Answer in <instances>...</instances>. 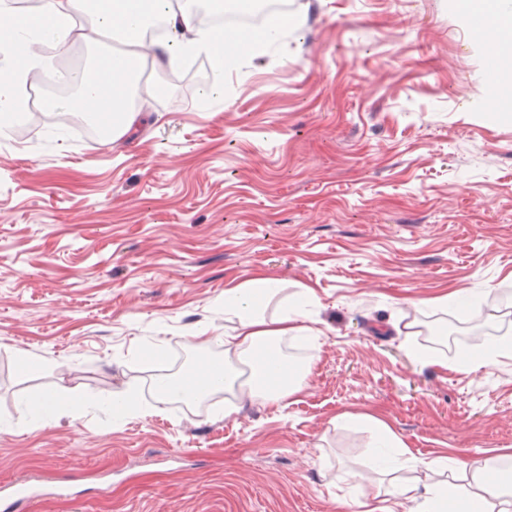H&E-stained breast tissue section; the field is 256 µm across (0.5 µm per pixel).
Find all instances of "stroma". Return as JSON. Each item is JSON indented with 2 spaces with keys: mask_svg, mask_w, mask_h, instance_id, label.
<instances>
[{
  "mask_svg": "<svg viewBox=\"0 0 512 512\" xmlns=\"http://www.w3.org/2000/svg\"><path fill=\"white\" fill-rule=\"evenodd\" d=\"M284 22L225 72L223 109L166 63L134 98L156 122L121 139L55 138L40 109L0 136V483L81 489L32 512H354L379 490L374 418L442 484L512 448V355L425 366L404 329L438 321L416 301L494 287L496 314L454 329L512 337V41L496 53L454 0H290ZM260 272L315 293L302 392L229 418L157 404L146 356L180 379L223 355L214 307ZM113 392L119 419L96 404Z\"/></svg>",
  "mask_w": 512,
  "mask_h": 512,
  "instance_id": "35a3bbf8",
  "label": "stroma"
}]
</instances>
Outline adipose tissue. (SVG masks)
<instances>
[{
  "mask_svg": "<svg viewBox=\"0 0 512 512\" xmlns=\"http://www.w3.org/2000/svg\"><path fill=\"white\" fill-rule=\"evenodd\" d=\"M156 17L164 19L169 37L152 42V51L146 54L140 51L135 35ZM0 32L8 34L13 52L10 65L0 70L1 115L22 112L27 76L41 61L38 43L63 54L79 40L95 45L103 36L125 34L121 52L109 54L97 65L58 73V81L75 88L78 96L52 104L61 113L82 107L91 118L107 125L116 139L143 121L131 100L145 62L173 61L200 51L217 59L213 81L201 92L202 98L217 108L224 105V72L239 64L237 52L230 49L237 43V35L208 26L205 17L193 9L192 0H116L109 9L93 7L91 0H46L30 24L19 20L12 0H0ZM281 288L278 279L258 275L242 287L225 290L224 315L234 320L235 332L223 340L221 371L200 376L192 387V397L218 391L231 395V402L224 406L229 416L247 404L277 405L300 392L307 369L297 368L270 346L288 338L319 336V329L310 324L314 293L303 289L293 301L282 303L276 315H267L268 304ZM374 429L375 473L407 466L431 470V463L412 457L385 423L376 422ZM486 469L483 460L466 465L462 478L446 486L427 478L407 485L394 483L382 495L357 501L355 507L357 512H404L411 503L415 512H512V500L503 485L486 477Z\"/></svg>",
  "mask_w": 512,
  "mask_h": 512,
  "instance_id": "adipose-tissue-1",
  "label": "adipose tissue"
}]
</instances>
